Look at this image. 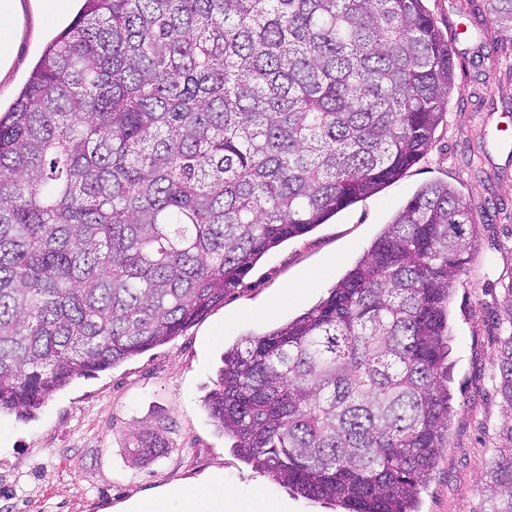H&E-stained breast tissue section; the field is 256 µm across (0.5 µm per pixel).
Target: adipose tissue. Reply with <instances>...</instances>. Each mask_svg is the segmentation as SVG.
I'll list each match as a JSON object with an SVG mask.
<instances>
[{
    "instance_id": "obj_1",
    "label": "adipose tissue",
    "mask_w": 512,
    "mask_h": 512,
    "mask_svg": "<svg viewBox=\"0 0 512 512\" xmlns=\"http://www.w3.org/2000/svg\"><path fill=\"white\" fill-rule=\"evenodd\" d=\"M126 512H285V506L272 498H241L216 471L193 485L161 490L148 502L127 504Z\"/></svg>"
}]
</instances>
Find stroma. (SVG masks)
Returning a JSON list of instances; mask_svg holds the SVG:
<instances>
[{"instance_id":"35a3bbf8","label":"stroma","mask_w":512,"mask_h":512,"mask_svg":"<svg viewBox=\"0 0 512 512\" xmlns=\"http://www.w3.org/2000/svg\"><path fill=\"white\" fill-rule=\"evenodd\" d=\"M0 104L8 105L57 33L32 0ZM453 49L448 119L426 156L400 179L313 231L268 251L228 293L172 341L113 368L73 380L33 417L0 413V512H110L129 500L222 470L246 496L285 501L288 512H332L243 463L204 402L225 347L270 330L327 297L384 224L422 185L443 181L473 199L476 238L452 286L449 386L456 413L448 446L420 494L421 512H485L484 483L505 420L496 389L499 338L512 315V77L488 57L512 62L489 31L483 0H426ZM160 435V454H130L133 433Z\"/></svg>"}]
</instances>
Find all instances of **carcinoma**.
<instances>
[{
	"mask_svg": "<svg viewBox=\"0 0 512 512\" xmlns=\"http://www.w3.org/2000/svg\"><path fill=\"white\" fill-rule=\"evenodd\" d=\"M425 0H85L0 113V412L179 336L269 250L380 191L447 120ZM512 46V0H486ZM476 208L423 185L311 309L224 350L248 465L342 512H417L448 445L451 284ZM489 512H512V329Z\"/></svg>",
	"mask_w": 512,
	"mask_h": 512,
	"instance_id": "carcinoma-1",
	"label": "carcinoma"
}]
</instances>
